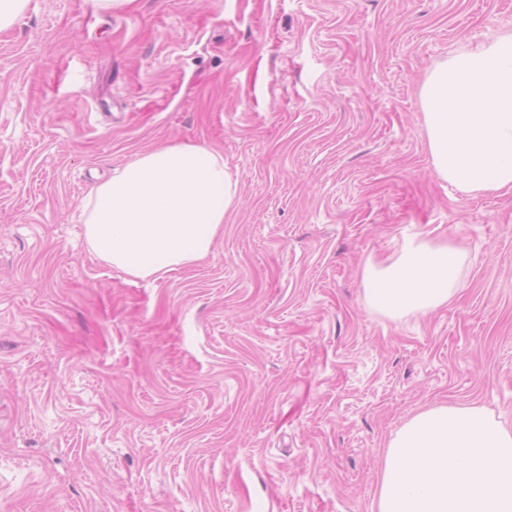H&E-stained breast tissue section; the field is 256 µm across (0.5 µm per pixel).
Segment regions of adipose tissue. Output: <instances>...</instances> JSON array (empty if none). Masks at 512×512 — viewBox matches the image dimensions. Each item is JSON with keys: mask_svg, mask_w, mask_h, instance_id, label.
Segmentation results:
<instances>
[{"mask_svg": "<svg viewBox=\"0 0 512 512\" xmlns=\"http://www.w3.org/2000/svg\"><path fill=\"white\" fill-rule=\"evenodd\" d=\"M238 200V177L221 153L165 145L138 153L90 190L86 238L123 273L162 277L210 252ZM463 258L456 244L407 241L395 259L365 265L363 296L394 317L447 306ZM372 512H512V428L476 404L415 414L388 442Z\"/></svg>", "mask_w": 512, "mask_h": 512, "instance_id": "ef3b65f1", "label": "adipose tissue"}]
</instances>
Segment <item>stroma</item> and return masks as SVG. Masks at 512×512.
<instances>
[{"mask_svg": "<svg viewBox=\"0 0 512 512\" xmlns=\"http://www.w3.org/2000/svg\"><path fill=\"white\" fill-rule=\"evenodd\" d=\"M512 0H29L0 29V512H371L418 410L512 424V191L438 177L421 87ZM212 146L239 203L200 262L88 246L92 185ZM454 241L461 288L387 317L361 274Z\"/></svg>", "mask_w": 512, "mask_h": 512, "instance_id": "35a3bbf8", "label": "stroma"}]
</instances>
